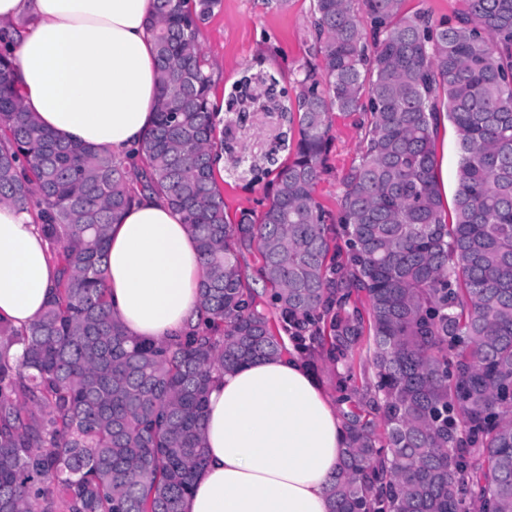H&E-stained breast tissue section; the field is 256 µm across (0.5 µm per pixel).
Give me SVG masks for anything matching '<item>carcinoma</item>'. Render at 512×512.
Masks as SVG:
<instances>
[{
  "label": "carcinoma",
  "mask_w": 512,
  "mask_h": 512,
  "mask_svg": "<svg viewBox=\"0 0 512 512\" xmlns=\"http://www.w3.org/2000/svg\"><path fill=\"white\" fill-rule=\"evenodd\" d=\"M401 2L311 0L322 71L294 80L297 138L268 203L233 221L198 41L222 0H155L159 92L133 169L40 126L0 51V203L37 209L59 272L35 323L0 322V512H181L212 371L277 357L287 338L336 367L332 512H512V0H458L438 25ZM249 85L229 108L258 101ZM333 112L369 115L334 218L313 194ZM135 182L184 213L204 270L201 325L162 342L130 339L104 285ZM445 122L448 123V128L440 129L436 151L438 160H443L441 176L446 188L445 199L451 207V200L457 186L458 148L455 131L448 120L444 119L443 124Z\"/></svg>",
  "instance_id": "cac0c4a2"
}]
</instances>
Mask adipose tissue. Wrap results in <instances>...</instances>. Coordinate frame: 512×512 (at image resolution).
I'll use <instances>...</instances> for the list:
<instances>
[{"label": "adipose tissue", "instance_id": "obj_1", "mask_svg": "<svg viewBox=\"0 0 512 512\" xmlns=\"http://www.w3.org/2000/svg\"><path fill=\"white\" fill-rule=\"evenodd\" d=\"M154 0H0L25 108L66 141L122 159L144 148L158 62L146 26ZM58 272L34 210L0 205V320L27 329ZM202 277L182 213L139 194L111 225L105 282L131 338L162 341L195 325ZM344 446L336 405L291 354L212 374L205 464L183 512H330L327 486Z\"/></svg>", "mask_w": 512, "mask_h": 512}]
</instances>
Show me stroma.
<instances>
[{
	"mask_svg": "<svg viewBox=\"0 0 512 512\" xmlns=\"http://www.w3.org/2000/svg\"><path fill=\"white\" fill-rule=\"evenodd\" d=\"M205 65L218 74L214 98L224 110V176L219 184L229 217L240 210L259 211L267 202L270 157L286 158L289 99L285 90L314 59L310 0H223L199 32ZM246 75L275 76L279 106L255 109L247 117L228 111L238 81ZM360 113H334L326 169L315 187L325 210L337 212L341 178L359 154L363 136Z\"/></svg>",
	"mask_w": 512,
	"mask_h": 512,
	"instance_id": "35a3bbf8",
	"label": "stroma"
}]
</instances>
